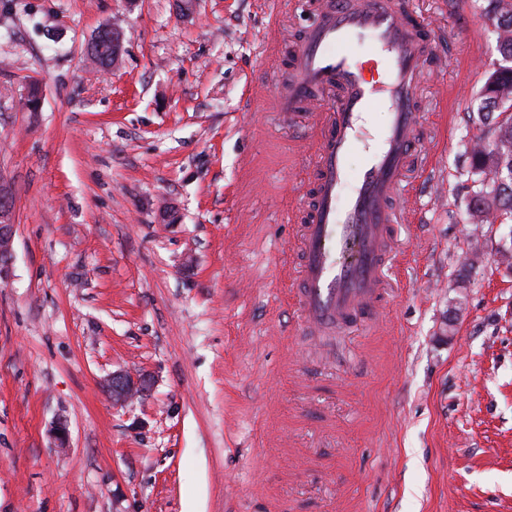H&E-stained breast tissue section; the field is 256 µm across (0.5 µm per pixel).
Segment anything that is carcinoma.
<instances>
[{"mask_svg":"<svg viewBox=\"0 0 512 512\" xmlns=\"http://www.w3.org/2000/svg\"><path fill=\"white\" fill-rule=\"evenodd\" d=\"M486 17L495 21L503 63L487 70L480 92L484 137L469 152L476 190L469 206L482 222L512 221V0H492ZM86 54L96 65L112 68V37L95 34Z\"/></svg>","mask_w":512,"mask_h":512,"instance_id":"cac0c4a2","label":"carcinoma"}]
</instances>
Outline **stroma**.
Listing matches in <instances>:
<instances>
[{"mask_svg":"<svg viewBox=\"0 0 512 512\" xmlns=\"http://www.w3.org/2000/svg\"><path fill=\"white\" fill-rule=\"evenodd\" d=\"M412 5L443 62L402 263L324 342L286 262L310 119L270 106L308 0H0V512H512V223L467 210L497 35L485 0ZM115 19L105 71L85 49ZM123 369L151 386L116 406ZM0 278L7 277L13 259L14 192L0 179Z\"/></svg>","mask_w":512,"mask_h":512,"instance_id":"1","label":"stroma"}]
</instances>
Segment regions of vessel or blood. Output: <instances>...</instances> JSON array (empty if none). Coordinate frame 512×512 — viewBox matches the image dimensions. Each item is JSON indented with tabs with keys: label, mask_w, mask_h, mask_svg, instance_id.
<instances>
[{
	"label": "vessel or blood",
	"mask_w": 512,
	"mask_h": 512,
	"mask_svg": "<svg viewBox=\"0 0 512 512\" xmlns=\"http://www.w3.org/2000/svg\"><path fill=\"white\" fill-rule=\"evenodd\" d=\"M316 10L275 100L284 121L307 114L316 129L313 191L288 218L302 228L296 309L302 325L324 337L381 308L398 256L397 204L418 158L419 84L439 57L432 25L411 20L408 0H318ZM377 103L389 121L374 134L367 115ZM360 146L367 159L353 177L348 159Z\"/></svg>",
	"instance_id": "obj_1"
}]
</instances>
